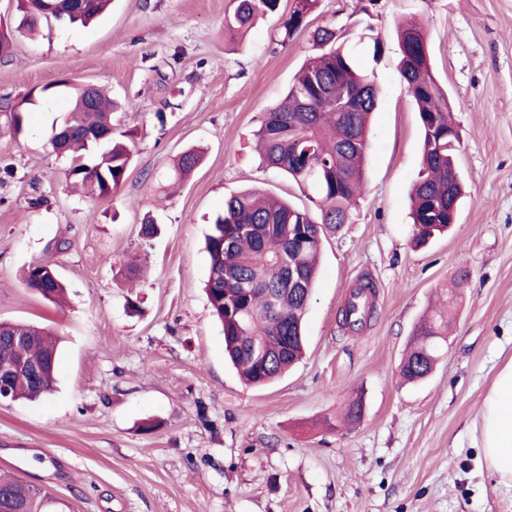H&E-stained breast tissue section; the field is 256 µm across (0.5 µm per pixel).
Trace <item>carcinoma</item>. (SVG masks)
Here are the masks:
<instances>
[{"instance_id":"cac0c4a2","label":"carcinoma","mask_w":512,"mask_h":512,"mask_svg":"<svg viewBox=\"0 0 512 512\" xmlns=\"http://www.w3.org/2000/svg\"><path fill=\"white\" fill-rule=\"evenodd\" d=\"M111 0H17L20 17L15 30L32 34L45 21L85 24L99 17ZM280 0H232L224 13V33L248 32L259 17L279 11ZM319 0H292L281 15L280 35L287 42L307 29ZM400 74L406 83L422 133L421 170L410 194L413 244L422 247L448 233L456 223L464 184L454 150L459 141L448 95L438 84L431 64L426 28L417 20L396 25ZM318 53L310 56L280 99L264 113L256 131L262 164L285 173L312 192L314 209L286 200L239 192L224 199V213L214 222L206 248L210 274L206 294L224 331V355L251 386H265L285 374L302 357V322L318 274L322 240L349 222L365 181L368 127L380 90L373 75L351 53L343 27L318 26L310 32ZM372 59L378 60L383 42L371 24L361 29ZM27 96L8 102L12 125L21 130L22 113L31 103ZM115 105L100 89L87 106L83 85L75 96L67 133L61 142L50 135L63 153L87 151L106 143L96 157L81 160L68 177L87 194L104 197L119 185L130 168L134 131L112 133ZM201 161L191 149L178 159L177 175L192 171ZM28 287L58 303L65 288L46 263L30 265L24 274ZM374 285L357 287L341 309V323L362 326L373 310ZM447 310L432 311L417 330V342L401 362L408 381H420L432 372L447 343ZM22 341L21 351L12 345ZM57 337L35 325L0 322V368L15 371L0 382L9 399L36 400L51 394L56 380ZM59 502L49 491L9 476H0V512H56Z\"/></svg>"}]
</instances>
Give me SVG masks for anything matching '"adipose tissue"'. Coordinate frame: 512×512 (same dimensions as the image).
Returning <instances> with one entry per match:
<instances>
[{
    "label": "adipose tissue",
    "instance_id": "obj_1",
    "mask_svg": "<svg viewBox=\"0 0 512 512\" xmlns=\"http://www.w3.org/2000/svg\"><path fill=\"white\" fill-rule=\"evenodd\" d=\"M480 435L486 465L512 485V362L499 371L483 402Z\"/></svg>",
    "mask_w": 512,
    "mask_h": 512
}]
</instances>
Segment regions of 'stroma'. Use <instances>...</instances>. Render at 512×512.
I'll return each mask as SVG.
<instances>
[{
  "instance_id": "35a3bbf8",
  "label": "stroma",
  "mask_w": 512,
  "mask_h": 512,
  "mask_svg": "<svg viewBox=\"0 0 512 512\" xmlns=\"http://www.w3.org/2000/svg\"><path fill=\"white\" fill-rule=\"evenodd\" d=\"M229 0H113L96 23L14 32L0 57V98L32 97L21 131L0 112V321L54 328V393L0 402V474L48 489L65 512H512V487L486 466L477 423L512 361V0H321L312 26L348 28L349 48L381 90L367 177L348 224L328 234L304 318L300 362L264 388L224 358L205 293L206 237L230 194L260 189L305 206L311 192L265 167L255 132L313 51L308 32L282 41L277 16L224 35ZM400 18L427 28L433 72L459 132L467 196L451 232L412 245L408 193L418 176L419 116L399 73ZM371 24L380 59L359 39ZM121 102L134 158L106 197L73 188L70 156L49 143L71 85ZM51 85L57 92L40 93ZM199 166L156 199L174 159ZM156 235L142 237L147 216ZM139 256L144 271L126 282ZM47 262L64 305L22 280ZM468 278L456 282L458 269ZM376 309L356 332L338 311L361 278ZM460 300L433 373L403 382L400 363L443 288ZM362 398L361 420L340 415Z\"/></svg>"
}]
</instances>
